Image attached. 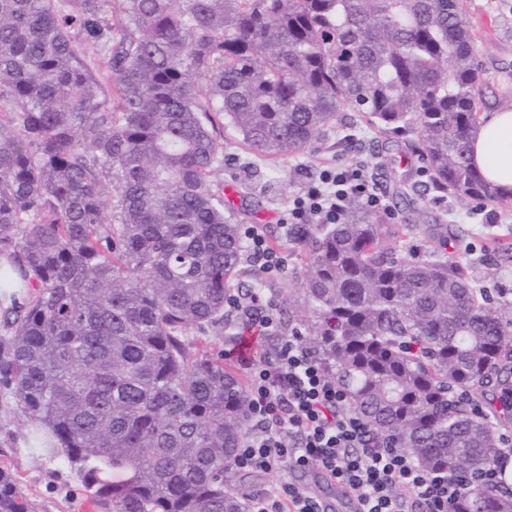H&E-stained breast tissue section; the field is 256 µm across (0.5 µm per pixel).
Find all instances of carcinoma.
<instances>
[{"label": "carcinoma", "mask_w": 512, "mask_h": 512, "mask_svg": "<svg viewBox=\"0 0 512 512\" xmlns=\"http://www.w3.org/2000/svg\"><path fill=\"white\" fill-rule=\"evenodd\" d=\"M106 57L102 82L88 54ZM480 64L460 0H0V395L52 438L108 512H245L231 482L249 427L243 380L194 340L227 335L248 280L238 225L211 180L232 128L249 154H302L344 113L425 161L433 189L493 202L471 166ZM387 224L356 199L302 233L297 325L377 438L460 480L499 454L466 399L512 389V320L467 266L403 254L448 225L413 172ZM0 512H31L0 468ZM450 512H512L470 486Z\"/></svg>", "instance_id": "cac0c4a2"}]
</instances>
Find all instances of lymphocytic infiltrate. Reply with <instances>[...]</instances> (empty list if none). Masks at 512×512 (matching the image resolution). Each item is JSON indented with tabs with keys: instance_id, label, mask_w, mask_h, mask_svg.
<instances>
[{
	"instance_id": "1",
	"label": "lymphocytic infiltrate",
	"mask_w": 512,
	"mask_h": 512,
	"mask_svg": "<svg viewBox=\"0 0 512 512\" xmlns=\"http://www.w3.org/2000/svg\"><path fill=\"white\" fill-rule=\"evenodd\" d=\"M355 198L371 207L380 203L361 169L326 170L295 200L290 217L335 224ZM242 237L264 273L285 272L288 251L270 245L263 225L247 226ZM243 365L249 375L250 428L233 467L269 473L286 461L300 469L317 465L354 494L358 512H448L464 492L462 482L425 470L407 450L372 441L364 420L347 407L344 390L301 339L280 341L263 359ZM250 512L323 509L318 498L280 482L252 497Z\"/></svg>"
}]
</instances>
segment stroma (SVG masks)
<instances>
[{
    "instance_id": "35a3bbf8",
    "label": "stroma",
    "mask_w": 512,
    "mask_h": 512,
    "mask_svg": "<svg viewBox=\"0 0 512 512\" xmlns=\"http://www.w3.org/2000/svg\"><path fill=\"white\" fill-rule=\"evenodd\" d=\"M463 11L482 69L477 84L481 114L512 106V0H462ZM353 136L341 141L329 136L304 154L280 163L251 156L234 136L224 141V164L213 172L217 182L231 181L242 194L255 201L249 223L265 225L272 244L288 246V270L269 278L265 296L274 301L280 324H287L289 302L294 299L305 274L299 240L284 241L281 224L296 198L304 195L312 179L327 168L364 166L367 179L382 206L380 216L390 224H402L409 213L397 204L392 192L394 159L401 149L356 122ZM447 222L455 230L445 254L466 262L476 287L486 289L506 318L512 319V261L501 260L504 245L512 243V200L482 205L471 200L449 198ZM25 415L13 404L0 400V467L17 478L28 498L31 512H86L91 504L74 467L33 456L26 446ZM245 488L255 495L270 484L286 481L320 499L335 501L336 491L325 481L318 466L299 470L283 463L271 473H252Z\"/></svg>"
}]
</instances>
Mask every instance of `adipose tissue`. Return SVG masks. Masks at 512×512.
Returning <instances> with one entry per match:
<instances>
[{"instance_id": "ef3b65f1", "label": "adipose tissue", "mask_w": 512, "mask_h": 512, "mask_svg": "<svg viewBox=\"0 0 512 512\" xmlns=\"http://www.w3.org/2000/svg\"><path fill=\"white\" fill-rule=\"evenodd\" d=\"M472 161L502 199H512V107L485 116L472 138Z\"/></svg>"}]
</instances>
